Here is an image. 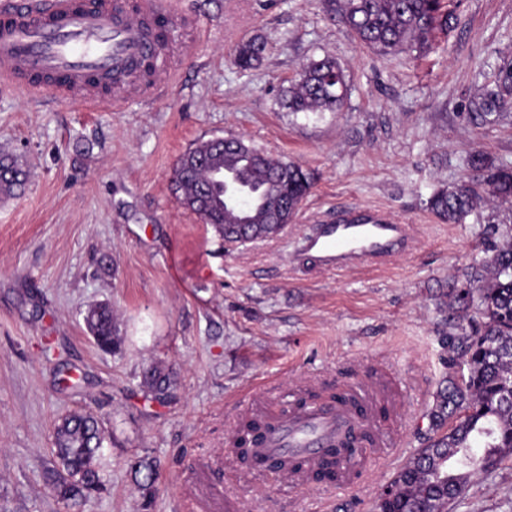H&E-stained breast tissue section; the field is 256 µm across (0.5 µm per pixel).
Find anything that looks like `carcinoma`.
<instances>
[{
  "instance_id": "obj_1",
  "label": "carcinoma",
  "mask_w": 512,
  "mask_h": 512,
  "mask_svg": "<svg viewBox=\"0 0 512 512\" xmlns=\"http://www.w3.org/2000/svg\"><path fill=\"white\" fill-rule=\"evenodd\" d=\"M336 16L364 45L388 55L408 49L427 51L455 19L451 0H333ZM266 41L241 42L233 54L241 70L261 64ZM304 78L284 95L288 111L338 112L347 95L341 66L328 56L301 66ZM512 107V62L501 66L493 83L474 102L475 115L486 124ZM233 178L237 197L224 199L219 168ZM477 176L435 191L428 208L439 218L460 224L490 201H512V167L496 166L484 155L470 156ZM26 171L0 157V181L19 190ZM180 205L197 214L227 242L246 244L273 238L296 217L312 187L310 173L298 163L274 155L241 136L224 145L213 140L181 154L173 173ZM470 287L443 294L450 305V331L441 336L448 351V372L462 366L461 381L450 379L430 413L437 431L430 444L411 457L378 494L374 512H448V505L469 490L473 477L512 460V234L491 242L484 257L466 272ZM87 332L103 352L114 353L121 339L112 307L97 304L84 314ZM174 384L172 373L152 364L141 373L140 386L154 394ZM102 421L91 412H73L55 427L54 454L59 468L57 498L70 508L104 490L99 467L103 457ZM128 470L150 506L158 476L155 460L134 456ZM342 465L328 460L314 470L317 481H333Z\"/></svg>"
}]
</instances>
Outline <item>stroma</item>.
I'll list each match as a JSON object with an SVG mask.
<instances>
[{"label":"stroma","instance_id":"1","mask_svg":"<svg viewBox=\"0 0 512 512\" xmlns=\"http://www.w3.org/2000/svg\"><path fill=\"white\" fill-rule=\"evenodd\" d=\"M458 24L430 51L383 57L340 24L329 0H170L169 32L195 19L194 53L158 94L89 110L0 88V153L28 173L0 201V512H201L194 472L217 512H371L382 487L432 432L448 375L438 297L465 287L487 242L512 228V203L448 224L434 190L483 153L512 166V111L492 126L469 108L512 61V0H456ZM267 39L256 69L230 62L237 44ZM332 56L348 97L341 111L291 113L284 89L300 66ZM235 134L310 171L314 187L275 239L225 243L173 192L175 160L197 142ZM415 227L412 249L385 264L319 272L292 258L309 225L351 208ZM111 304L121 349L100 351L85 311ZM175 375L170 394L138 387L143 368ZM382 368L404 392L393 445L354 463L353 485L292 486L244 464L237 421L287 391L319 398L355 372ZM87 411L103 423L107 489L66 510L51 492L52 433ZM134 455L159 466L144 508L126 473ZM449 512H512V462L474 477Z\"/></svg>","mask_w":512,"mask_h":512}]
</instances>
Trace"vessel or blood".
I'll use <instances>...</instances> for the list:
<instances>
[{
  "label": "vessel or blood",
  "instance_id": "obj_1",
  "mask_svg": "<svg viewBox=\"0 0 512 512\" xmlns=\"http://www.w3.org/2000/svg\"><path fill=\"white\" fill-rule=\"evenodd\" d=\"M162 0H11L0 14V82L39 96L85 106L112 88V107L121 110L145 81L147 61H163L169 43L154 34ZM412 242L409 225L361 209L311 225L293 259L318 271L378 264L404 252ZM403 407L387 371L357 376L342 386L336 400L291 405L271 420L255 453L266 462L296 458L313 465L328 456L338 436L363 428L379 439L375 416L382 406Z\"/></svg>",
  "mask_w": 512,
  "mask_h": 512
}]
</instances>
